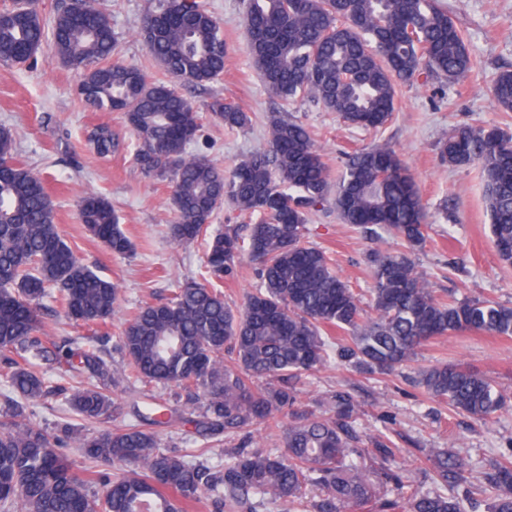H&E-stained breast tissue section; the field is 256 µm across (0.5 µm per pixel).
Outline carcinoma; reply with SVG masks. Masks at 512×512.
<instances>
[{
    "mask_svg": "<svg viewBox=\"0 0 512 512\" xmlns=\"http://www.w3.org/2000/svg\"><path fill=\"white\" fill-rule=\"evenodd\" d=\"M182 10L181 27L162 16ZM247 52L268 87L284 100L310 98L348 125L378 131L395 109L397 83L424 72L452 80L473 68L465 34L440 0H246ZM150 53L183 86H203L224 73L227 48L221 22L200 0H163L141 23ZM51 40L58 59L80 72L85 104L120 112L136 136L134 161L144 176L166 182L177 222L175 241L188 245L207 229L212 214L229 204L251 218L248 237L226 226L208 243L203 280L177 286L163 304L133 312L118 346L130 374L174 385L185 401L170 406L150 400L135 416L154 426L191 425L205 440L244 434L224 465L214 470L186 454L160 449L153 431L135 425L88 435L64 424L89 465L77 471L52 449L46 434L16 419L0 428V507L22 512H187L207 500L220 512H253L266 498L308 512H465L472 490L465 464L446 449L432 450L434 480L451 493L422 490L393 467L397 448L386 435L368 440L357 427L355 399L337 391L316 415L299 409L296 383L327 361L323 328L351 333L336 360L360 373L387 374L411 361L431 340L463 332L512 338V306L487 299L445 300L427 288L404 252L369 253L371 310L331 268L330 258L307 246L308 214L332 202L341 220L369 234L392 230L410 247L424 243L425 210L417 184L400 157L385 145L349 155L337 182L302 124L271 114L266 146L232 173L188 153L201 115L178 89L148 80L144 71L112 59L110 19L90 0H65L52 20L40 9L0 10V64H16L13 48L37 54ZM492 95L512 112V71L496 78ZM210 117L230 129L251 118L233 101L213 98ZM181 115L186 137L175 142L168 116ZM88 140L108 157L120 146L111 126L91 128ZM448 165L479 166L499 259L512 264V133L499 127L463 125L444 140ZM0 361L4 386L27 403L64 394L83 421L109 419L119 406L112 387L119 376L97 347L118 304V289L79 262L55 224L43 179L15 157L10 129L0 127ZM80 219L112 253L133 244L112 206L90 195ZM256 265L258 288L233 308L211 281L234 274L243 252ZM57 302L87 335L71 338L54 353L62 367L50 385L30 368L49 353L41 300ZM280 309L272 322L267 309ZM427 395L474 419L489 421L508 398L484 374L446 363L424 369L418 380ZM294 416L286 423L282 415ZM275 429L285 451L252 447L253 433ZM494 494L485 512H512V460L484 476ZM319 495L303 502L302 489Z\"/></svg>",
    "mask_w": 512,
    "mask_h": 512,
    "instance_id": "obj_1",
    "label": "carcinoma"
}]
</instances>
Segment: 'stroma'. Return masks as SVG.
<instances>
[{"instance_id":"1","label":"stroma","mask_w":512,"mask_h":512,"mask_svg":"<svg viewBox=\"0 0 512 512\" xmlns=\"http://www.w3.org/2000/svg\"><path fill=\"white\" fill-rule=\"evenodd\" d=\"M158 0H94L117 37L116 56L138 66L150 80L168 81L162 65L139 34L140 20ZM221 21L229 57L223 74L204 88L185 94L196 105L212 98L235 101L252 117L244 130H229L203 117L188 151L224 170L262 149L267 117L281 110L302 123L320 148L331 174H338L349 154L373 144H388L413 175L426 208L428 237L412 258L429 287L439 296L480 298L512 305V265L501 262L491 241L484 185L478 166L452 167L438 157L440 142L461 125L497 126L512 133V112L500 111L491 96L496 75L512 69V0H442L465 33L474 67L466 78L419 77L398 86L395 110L377 131L355 129L311 100L285 102L264 83L246 51L247 28L242 0H205ZM79 73L44 42L37 63L0 64V126L12 130L18 159L45 179L61 236L80 261L119 288L118 308L105 352L116 367H125L117 341L130 313L145 303L166 302L177 282L200 278L205 240L176 245L169 226L176 220L167 183L146 178L133 162L135 138L121 113L94 112L78 96ZM105 122L122 146L100 157L87 142L89 130ZM109 201L134 249L112 254L93 238L79 218L82 197ZM307 245L326 252L336 273L360 294L371 279V248L360 229L343 223L333 206L313 212ZM460 364L480 371L496 387L512 394V338L462 333L434 339L417 356L390 375H360L336 360L303 376L298 383L304 409L318 411L330 393H350L361 406L359 429L368 437L389 435L397 444L399 469L434 489L426 478V452L445 448L464 458L474 481L512 451V406L483 423L432 400L417 384L419 372L441 364ZM72 415L64 396L55 395L28 409L25 425L58 439Z\"/></svg>"}]
</instances>
